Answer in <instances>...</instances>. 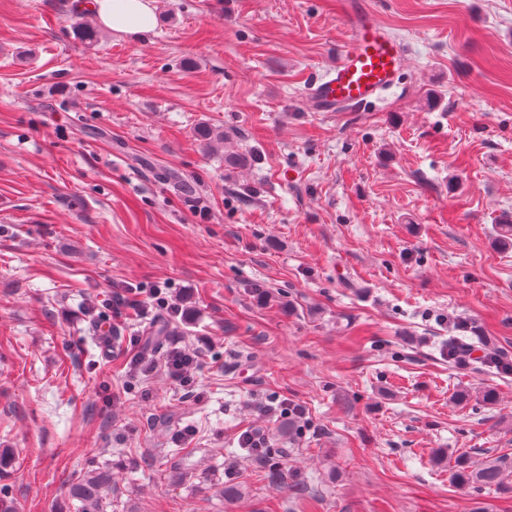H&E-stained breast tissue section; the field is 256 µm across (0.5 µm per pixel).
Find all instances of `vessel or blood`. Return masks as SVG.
<instances>
[{"mask_svg": "<svg viewBox=\"0 0 512 512\" xmlns=\"http://www.w3.org/2000/svg\"><path fill=\"white\" fill-rule=\"evenodd\" d=\"M338 7L350 22L352 40L342 58L309 89L317 112L376 106L396 85L406 63L401 43L382 27L371 9L357 0H339Z\"/></svg>", "mask_w": 512, "mask_h": 512, "instance_id": "1", "label": "vessel or blood"}]
</instances>
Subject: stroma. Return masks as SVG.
Listing matches in <instances>:
<instances>
[{
  "label": "stroma",
  "instance_id": "obj_1",
  "mask_svg": "<svg viewBox=\"0 0 512 512\" xmlns=\"http://www.w3.org/2000/svg\"><path fill=\"white\" fill-rule=\"evenodd\" d=\"M336 2L156 0L151 31L88 41L72 0H0V481L17 512H80L69 483L105 466L107 512H304L312 492L315 512H512L450 469L512 461V374L480 358L512 359L495 237L512 0H363L406 67L376 108L316 112L309 89L351 42ZM201 123L229 139L206 146ZM230 151L255 159L228 170ZM153 286L178 315L91 335L89 305ZM133 337L200 353L193 395L161 372L128 387ZM259 401L306 418L287 435ZM247 428L287 449L280 485Z\"/></svg>",
  "mask_w": 512,
  "mask_h": 512
}]
</instances>
